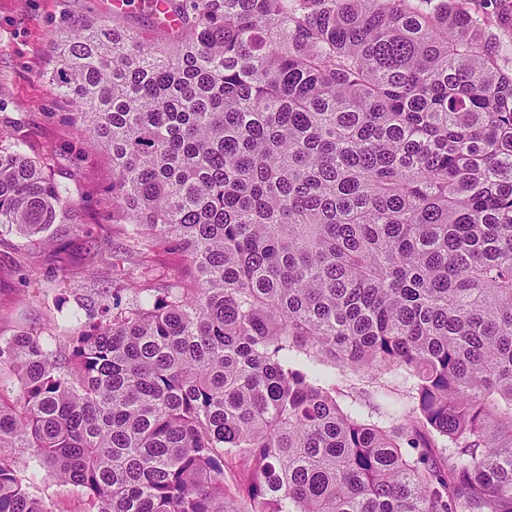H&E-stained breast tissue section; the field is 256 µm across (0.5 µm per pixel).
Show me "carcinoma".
<instances>
[{
	"label": "carcinoma",
	"instance_id": "1",
	"mask_svg": "<svg viewBox=\"0 0 512 512\" xmlns=\"http://www.w3.org/2000/svg\"><path fill=\"white\" fill-rule=\"evenodd\" d=\"M164 6L169 42L61 44L119 287L0 336V512H51L45 471L92 512H512V41L468 0ZM32 151L0 122V234L67 241ZM144 250L184 272L155 292ZM328 363L407 402L345 411ZM410 384L411 380L400 370L379 374L373 380L363 370H347L343 377L338 378L334 395L337 403L346 410L351 405L352 395L359 388L368 390L373 396L378 392L388 391L405 398Z\"/></svg>",
	"mask_w": 512,
	"mask_h": 512
}]
</instances>
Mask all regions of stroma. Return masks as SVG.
I'll return each mask as SVG.
<instances>
[{
    "label": "stroma",
    "instance_id": "1",
    "mask_svg": "<svg viewBox=\"0 0 512 512\" xmlns=\"http://www.w3.org/2000/svg\"><path fill=\"white\" fill-rule=\"evenodd\" d=\"M111 0H0V118L17 125L39 153L55 159L58 180L75 181L88 233L76 236L67 251H21L12 235L0 237V336L42 326L63 317L77 302L97 301L112 286L97 259L109 241L103 227L112 221V165L67 119L72 104L49 80L56 55L53 37L72 20L111 17ZM70 285L57 287L61 276ZM411 381L403 371L369 377L346 371L336 382V401L349 408L356 391H388L406 396Z\"/></svg>",
    "mask_w": 512,
    "mask_h": 512
}]
</instances>
